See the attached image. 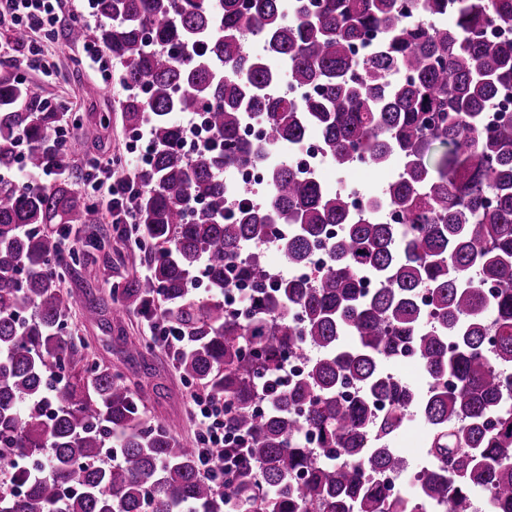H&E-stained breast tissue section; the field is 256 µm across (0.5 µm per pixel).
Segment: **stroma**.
<instances>
[{"mask_svg": "<svg viewBox=\"0 0 512 512\" xmlns=\"http://www.w3.org/2000/svg\"><path fill=\"white\" fill-rule=\"evenodd\" d=\"M52 62L64 72L65 81L56 83L43 77L24 50L15 58L1 62L0 68L21 76L37 97L65 101L83 123L102 124L101 138L96 142L84 139L79 129H72L66 146L71 174H79L90 159L109 155L119 160L112 169L113 178L133 176L140 166L139 152L123 120V88L116 79L104 81L84 71L77 47H70L63 54H54ZM390 177V170L368 166L353 167L342 175L326 164L318 173L319 180L329 191L355 190L364 195L377 194ZM98 232L107 236L110 247L92 251L93 258L86 266L69 271L58 280L71 301L66 317L67 329L84 341L91 361L124 374L138 388L150 394L147 415L151 422L171 427L180 439L196 440L200 426L190 400L191 387L181 378L176 362L164 345L152 341L145 319L140 314L131 313L119 317L107 314L89 321L82 315L89 299L107 297L113 281L141 276L146 272L145 265L138 262L141 252L135 244L131 227L118 229L107 222L99 225ZM125 337L148 340L149 347L142 357L133 361L124 357L119 344Z\"/></svg>", "mask_w": 512, "mask_h": 512, "instance_id": "35a3bbf8", "label": "stroma"}]
</instances>
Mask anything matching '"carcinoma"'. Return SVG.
Here are the masks:
<instances>
[{"label": "carcinoma", "mask_w": 512, "mask_h": 512, "mask_svg": "<svg viewBox=\"0 0 512 512\" xmlns=\"http://www.w3.org/2000/svg\"><path fill=\"white\" fill-rule=\"evenodd\" d=\"M416 2L409 22L400 0H92L96 39L126 91L125 125L150 137L132 201L152 242L148 274L112 286V313L161 295L164 317L193 341L183 381L224 397V432L247 448L218 484L195 446L146 418L148 393L63 334L59 237L101 223L100 210L73 181L0 177V512H425L431 502L471 512L478 490L489 512H512V112L486 122L512 85V46L488 35L512 26V0ZM376 28L384 42L354 58ZM285 78L305 93L278 94ZM188 112L216 141L191 158L172 119ZM60 118L0 73V171L14 166L20 136L30 170L64 161L46 147ZM253 119L263 142L241 138ZM312 129L337 172L359 160L393 170L363 210L276 157ZM248 164L265 166L260 203L224 185ZM389 207L404 223H384ZM282 224L294 233L279 234ZM270 242L289 269L320 244L325 267L309 281L274 279ZM228 270L253 285L247 320L225 310ZM200 277L205 299L193 291ZM403 348L428 388L382 368ZM290 356L306 369L283 386ZM350 382L358 397L342 402ZM411 411L430 463L398 498L380 476L408 471L394 441ZM310 429L318 448L302 439ZM109 443L112 464L100 460Z\"/></svg>", "instance_id": "1"}]
</instances>
